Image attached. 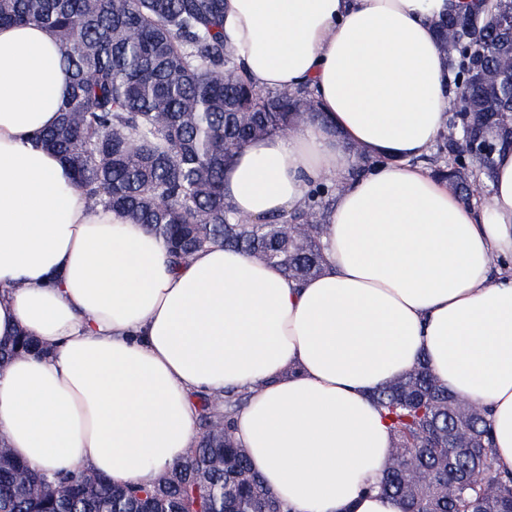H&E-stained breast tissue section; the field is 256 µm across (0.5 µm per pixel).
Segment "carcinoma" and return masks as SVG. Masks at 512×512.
<instances>
[{"mask_svg":"<svg viewBox=\"0 0 512 512\" xmlns=\"http://www.w3.org/2000/svg\"><path fill=\"white\" fill-rule=\"evenodd\" d=\"M512 0H469L436 23L456 94L428 161L458 173L469 201L488 193L493 155L512 147V55L499 17ZM36 23L71 72L56 125L39 140L69 162L88 208L120 211L162 239L173 263L212 245L238 250L306 281L323 269V221L333 188L303 211L256 222L224 198V169L247 142L280 135L314 107L310 92L255 88L224 47V0H0V24ZM45 350L22 332L0 344V366ZM248 395L200 394L203 428L187 458L149 485L100 474L38 470L0 443V512H291L252 470L234 417ZM393 438L382 493L407 512H512V473L494 464L486 408L462 406L422 358L374 393ZM481 463L490 484L468 480Z\"/></svg>","mask_w":512,"mask_h":512,"instance_id":"1","label":"carcinoma"}]
</instances>
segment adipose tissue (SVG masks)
Instances as JSON below:
<instances>
[{"label": "adipose tissue", "instance_id": "adipose-tissue-1", "mask_svg": "<svg viewBox=\"0 0 512 512\" xmlns=\"http://www.w3.org/2000/svg\"><path fill=\"white\" fill-rule=\"evenodd\" d=\"M465 0H224V44L254 86L309 88L316 116L250 141L224 196L254 219L339 185L325 269L295 284L213 246L172 266L111 209L89 212L62 156L37 143L68 96L58 42L0 25V343L45 348L0 368V437L37 469L150 484L197 437V394L248 392L235 433L293 512H405L376 491L390 429L372 395L426 358L491 414L512 472V148L490 197L465 201L417 166L453 72L436 19ZM371 162L359 177L351 147Z\"/></svg>", "mask_w": 512, "mask_h": 512}]
</instances>
